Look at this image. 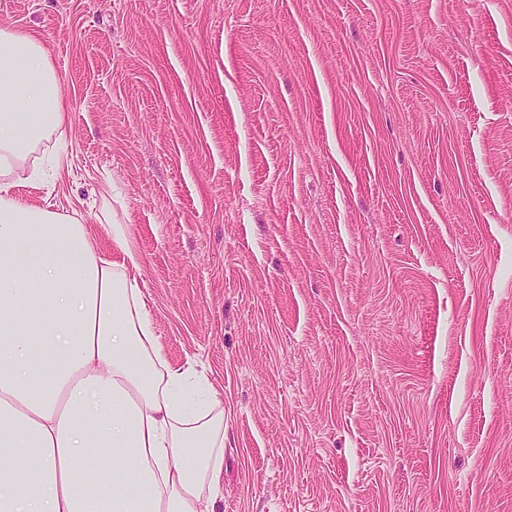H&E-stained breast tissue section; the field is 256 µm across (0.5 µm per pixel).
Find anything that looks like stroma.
<instances>
[{
	"label": "stroma",
	"instance_id": "obj_1",
	"mask_svg": "<svg viewBox=\"0 0 512 512\" xmlns=\"http://www.w3.org/2000/svg\"><path fill=\"white\" fill-rule=\"evenodd\" d=\"M67 104L27 200L224 400L218 512H512V0H0Z\"/></svg>",
	"mask_w": 512,
	"mask_h": 512
}]
</instances>
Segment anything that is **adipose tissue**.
<instances>
[{"label": "adipose tissue", "instance_id": "obj_1", "mask_svg": "<svg viewBox=\"0 0 512 512\" xmlns=\"http://www.w3.org/2000/svg\"><path fill=\"white\" fill-rule=\"evenodd\" d=\"M66 118L39 39L0 27V512H216L220 400L169 366L127 225L108 224L106 253L85 224L12 192Z\"/></svg>", "mask_w": 512, "mask_h": 512}]
</instances>
